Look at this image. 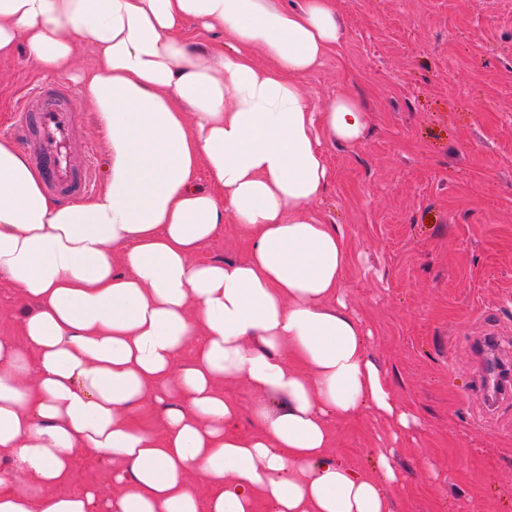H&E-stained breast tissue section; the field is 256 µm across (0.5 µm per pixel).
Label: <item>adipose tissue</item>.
<instances>
[{"mask_svg": "<svg viewBox=\"0 0 512 512\" xmlns=\"http://www.w3.org/2000/svg\"><path fill=\"white\" fill-rule=\"evenodd\" d=\"M339 16L338 0H0V56L56 75L93 49L80 90L108 141L103 189L65 203L0 138V281L34 305L21 339L0 336V512H91L94 491L54 492L79 450L120 465L111 512H388V456L375 478L328 451L333 418L417 423L346 302L344 232L313 208L327 146L365 132L359 98L303 87ZM228 218L246 257L199 260ZM238 379L263 396L249 436L221 388ZM149 402L158 435L133 417Z\"/></svg>", "mask_w": 512, "mask_h": 512, "instance_id": "adipose-tissue-1", "label": "adipose tissue"}]
</instances>
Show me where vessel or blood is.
Returning <instances> with one entry per match:
<instances>
[{
    "instance_id": "1",
    "label": "vessel or blood",
    "mask_w": 512,
    "mask_h": 512,
    "mask_svg": "<svg viewBox=\"0 0 512 512\" xmlns=\"http://www.w3.org/2000/svg\"><path fill=\"white\" fill-rule=\"evenodd\" d=\"M77 100L71 88L35 84L21 97L11 128L17 146L42 171L46 191L71 200L92 193L101 179L96 145L83 143L78 154L72 150L82 132Z\"/></svg>"
}]
</instances>
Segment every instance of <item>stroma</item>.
<instances>
[{
	"mask_svg": "<svg viewBox=\"0 0 512 512\" xmlns=\"http://www.w3.org/2000/svg\"><path fill=\"white\" fill-rule=\"evenodd\" d=\"M340 19V44L304 88L358 97L367 126L329 146L314 208L345 233L346 300L418 424L402 433L371 409L333 419L330 452L374 475L379 449H392L404 480L390 512H512V397L489 408L471 344L494 325L496 356L512 361V0H340ZM41 77L24 52L0 59V137ZM246 255L231 223L198 251ZM117 469L77 451L57 492L94 490V512H108Z\"/></svg>",
	"mask_w": 512,
	"mask_h": 512,
	"instance_id": "obj_1",
	"label": "stroma"
}]
</instances>
